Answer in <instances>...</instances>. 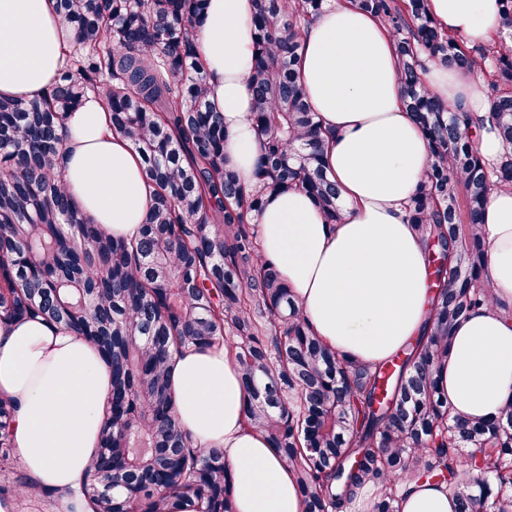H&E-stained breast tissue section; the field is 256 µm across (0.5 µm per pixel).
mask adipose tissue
I'll return each instance as SVG.
<instances>
[{
    "mask_svg": "<svg viewBox=\"0 0 512 512\" xmlns=\"http://www.w3.org/2000/svg\"><path fill=\"white\" fill-rule=\"evenodd\" d=\"M437 23L473 45L498 28L499 0H429ZM252 0H207L198 53L213 111L230 137L224 159L246 188L260 158L249 77ZM55 0H0V98L43 97L64 62ZM298 80L329 141L323 163L344 216L325 223L314 200L291 189L266 195L263 255L275 263L313 332L336 351L375 365L425 327L432 268L407 220L429 158L403 102L394 42L353 0H331L303 32ZM430 94L488 110L483 72L444 65L424 75ZM56 170L72 199L115 237L139 236L154 188L104 105L87 96L64 120ZM489 303L458 321L437 370L452 417L487 419L512 401V189L489 195L481 218ZM112 372L84 337L39 319L0 321V398L18 409L8 431L26 491L50 495L61 512H87L82 495L99 446ZM175 413L197 447L220 448L235 512H302L292 473L264 436L244 424L247 395L227 347L189 349L174 364ZM444 485L407 486L399 512H454Z\"/></svg>",
    "mask_w": 512,
    "mask_h": 512,
    "instance_id": "obj_1",
    "label": "adipose tissue"
}]
</instances>
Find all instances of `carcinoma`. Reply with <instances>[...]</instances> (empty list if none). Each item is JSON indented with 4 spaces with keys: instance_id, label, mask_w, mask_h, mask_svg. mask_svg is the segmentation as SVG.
<instances>
[{
    "instance_id": "obj_1",
    "label": "carcinoma",
    "mask_w": 512,
    "mask_h": 512,
    "mask_svg": "<svg viewBox=\"0 0 512 512\" xmlns=\"http://www.w3.org/2000/svg\"><path fill=\"white\" fill-rule=\"evenodd\" d=\"M391 34L406 106L430 163L408 220L426 241L435 286L429 332L378 366L316 336L277 266L261 254L263 196L305 190L328 224L342 220L324 139L297 77L303 27L328 0H254L250 75L262 157L248 190L224 162L196 29L204 0H57L72 34L41 99L0 98V319L39 317L89 339L112 371V404L85 494L94 512H234L217 449L198 448L174 414L171 371L187 349L226 345L249 397L245 422L292 472L303 512H397L406 478L448 474L456 512H512V404L492 419H451L436 372L459 319L488 300L479 233L494 189L512 185V0L496 40L468 47L428 0H354ZM481 68L478 120L424 85L426 63ZM88 92L141 156L155 189L136 239L94 224L54 167L62 122ZM489 122L505 151L485 161L473 137ZM17 406L0 399L1 456ZM473 448L482 465L461 460Z\"/></svg>"
}]
</instances>
